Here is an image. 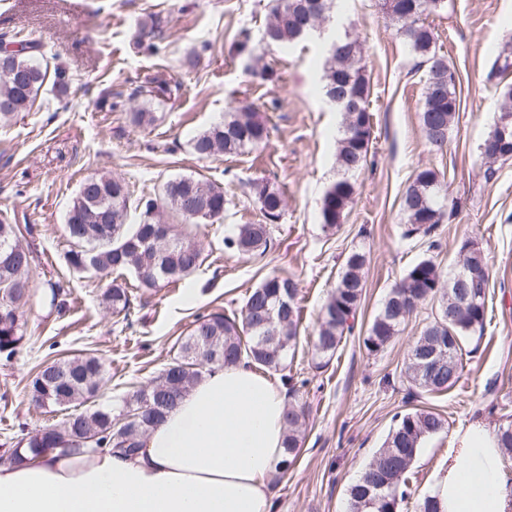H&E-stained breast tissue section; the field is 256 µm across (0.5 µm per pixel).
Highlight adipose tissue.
<instances>
[{"instance_id":"obj_1","label":"adipose tissue","mask_w":512,"mask_h":512,"mask_svg":"<svg viewBox=\"0 0 512 512\" xmlns=\"http://www.w3.org/2000/svg\"><path fill=\"white\" fill-rule=\"evenodd\" d=\"M286 405L248 361L212 367L136 456L26 450L0 464V512H271ZM503 465L493 429L458 431L430 489L440 512H512Z\"/></svg>"}]
</instances>
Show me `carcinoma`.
Instances as JSON below:
<instances>
[{"label":"carcinoma","mask_w":512,"mask_h":512,"mask_svg":"<svg viewBox=\"0 0 512 512\" xmlns=\"http://www.w3.org/2000/svg\"><path fill=\"white\" fill-rule=\"evenodd\" d=\"M308 0H275L258 40L243 31L234 44L238 56L260 62L263 53L273 47H290L315 32L314 17L306 10ZM403 8H381L398 25L411 51L426 67V87L420 111V123L427 142L443 148L459 112L460 100L448 104V95H457L455 75L447 59L436 47L435 34L426 19L441 12L439 0H402ZM159 19L142 22L136 44L157 49ZM335 46L326 50L319 89L342 115L341 137L337 141L338 177L324 191L319 211L320 224L326 231L340 227L345 212L356 195L354 176L367 164L371 143L370 83L365 74L360 42L348 34L338 35ZM43 55L42 46L15 33L0 34V119L26 111L48 78V71L35 63ZM499 64L487 75L501 99L499 113L512 114V82L505 81L512 70V40L497 57ZM72 78L68 70H53V87L61 95L68 93ZM179 90L162 75L146 79L137 94L146 102H164ZM357 98L361 110L352 112L340 100ZM272 128L255 113L226 112L224 117L200 132L191 142L200 158L214 155H237L267 143ZM512 151V137L499 144L496 128H491L481 147L487 171L501 160L504 150ZM252 190L261 205L263 224H234L224 236L225 248L248 257L262 256L270 241L272 225L284 211L282 193L267 181H256ZM133 191L123 179L91 175L79 188L65 222L70 248L65 260L78 273L95 272L110 276L114 272L132 271L144 288L176 284L194 274L203 263L201 245L188 224L205 218L189 217L186 203L200 199L207 203L211 222L224 219L228 198L224 188L194 177H175L167 181L159 197H141L136 205L137 221L127 223ZM402 210L407 234L427 236L444 223L448 214V190L440 172L433 168L419 170L402 194ZM186 221L183 229L164 222L166 210ZM33 233V226L20 228L7 219L0 220V357L10 359L21 346L25 333L23 314L30 294L18 290L17 281L29 275L34 261L30 247L22 241L23 233ZM367 256L359 250L348 252L336 285L323 308L316 336L315 350L322 359L331 360L341 343L352 334L365 288ZM462 269L478 271L484 284L490 283L488 264L481 251L471 242H463L443 278L434 257L428 256L410 267L387 294L381 310L371 321L363 344L370 352L386 347L401 331V326L426 301L435 303L436 313L424 326L409 350L401 375L410 388L440 393L453 388L463 371L465 342L483 328L486 297L477 304L464 301L462 289L454 278ZM50 306L62 310L67 304L65 284L48 283ZM298 285L284 274L266 276L244 299L241 318L222 312L197 317L184 339L177 342L176 353L154 380L148 391L136 392L123 404L103 406L95 398L105 385L103 363L93 355L54 359L43 363L28 383L31 399L41 405H74L84 410L74 413L60 425L29 437L32 453L57 450L78 454L82 449L117 448L134 454L139 438L164 421L189 389L213 365H231L242 359L267 370H284L288 352L297 344L300 310L296 303ZM103 301L116 315L130 314L129 291L124 283L112 281ZM436 354L437 367L428 371L413 358L416 351ZM151 397L152 406L131 421L124 413L139 409L142 394ZM308 415L304 407L288 403L284 415L283 458L277 477L283 478L293 468L301 453ZM446 420L429 407L413 408L400 415L382 448L374 455L362 475L347 490V512H397L407 498L409 473L423 442L444 431ZM498 447L512 455V422L501 424L496 431Z\"/></svg>","instance_id":"cac0c4a2"}]
</instances>
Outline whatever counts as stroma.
<instances>
[{
    "label": "stroma",
    "instance_id": "1",
    "mask_svg": "<svg viewBox=\"0 0 512 512\" xmlns=\"http://www.w3.org/2000/svg\"><path fill=\"white\" fill-rule=\"evenodd\" d=\"M268 0H0V32L21 33L41 44L49 64L73 74L67 95L44 87L28 111L0 120V217L34 225L30 272L32 301L26 337L17 353L0 358V450L18 446L29 433L60 423L65 408L39 405L28 393L37 367L60 356L91 354L108 383L99 400L116 405L148 387L171 359V348L197 316L214 311L234 317L243 300L268 274L285 273L298 284L299 338L285 373L305 380L297 399L310 420L300 457L271 488L274 512H346L347 488L382 447L397 414L431 407L445 430L427 439L413 464L410 497L398 512H415L417 501L442 470L452 436L481 421L491 428L512 422V160L486 168L480 146L500 101L485 78L508 33L512 0H448L430 16L436 47L459 79V119L443 149L432 147L419 112L426 71L377 0H343L339 18L359 38L367 57L372 144L357 194L339 229L323 232L321 197L338 176L340 117L319 94L320 67L331 35L324 32L268 53L279 75L254 78L247 59L232 54L240 31L259 35ZM162 20L159 49L136 48L132 38L150 15ZM197 51L200 63L181 61ZM164 74L180 86L177 98L144 104L136 91L146 77ZM119 106L99 109L103 96ZM161 114L149 127L134 126L133 109ZM251 107L267 120L266 146L238 155L198 158L190 141L231 109ZM443 172L456 207L432 237L408 235L402 193L418 169ZM93 174L120 177L136 194L155 195L177 176L220 184L230 204L224 219L197 229L205 262L178 285L141 288L122 273L131 299L129 318L102 303L109 281L76 273L66 264L65 217L81 181ZM282 191L284 214L267 252L243 258L224 247L230 225L258 224L260 204L250 191L256 180ZM437 239L440 269H447L463 241L486 258L490 288L487 316L468 344L459 382L447 392L409 391L400 368L431 313L423 305L383 351L369 352L363 338L392 287L427 257ZM367 253L366 288L353 336L338 355L316 368L314 342L323 305L336 284L345 255ZM70 286L65 315L51 311L46 283ZM282 373V374H285ZM282 374L269 372L273 382Z\"/></svg>",
    "mask_w": 512,
    "mask_h": 512
}]
</instances>
